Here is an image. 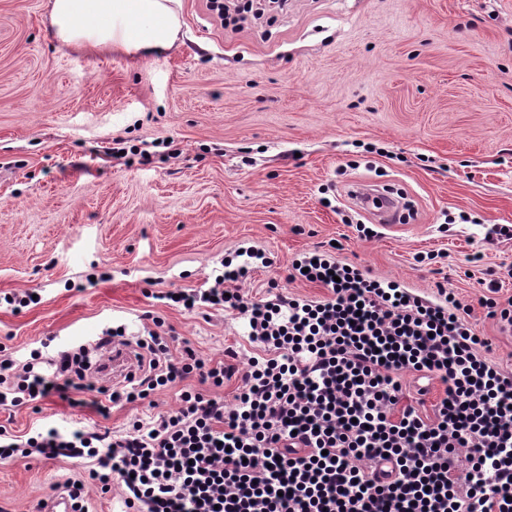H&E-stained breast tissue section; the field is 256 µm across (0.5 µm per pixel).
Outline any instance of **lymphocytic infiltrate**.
<instances>
[{
  "label": "lymphocytic infiltrate",
  "mask_w": 512,
  "mask_h": 512,
  "mask_svg": "<svg viewBox=\"0 0 512 512\" xmlns=\"http://www.w3.org/2000/svg\"><path fill=\"white\" fill-rule=\"evenodd\" d=\"M261 257L244 249L208 287L163 294L240 319L255 354L233 408L183 383L220 388L235 366L189 348L172 357L157 318L137 340L139 377L95 407L105 415L178 386V412L115 436L0 426V462L72 460L101 492L118 489L120 512H512V371L488 357L454 290L424 296L314 251L291 277L325 288L323 299L255 298L238 283ZM99 369L86 346L23 362L0 352V407L66 393ZM406 373L443 384L431 414L404 404Z\"/></svg>",
  "instance_id": "lymphocytic-infiltrate-1"
}]
</instances>
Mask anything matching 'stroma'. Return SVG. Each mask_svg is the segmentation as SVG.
Returning <instances> with one entry per match:
<instances>
[{
	"label": "stroma",
	"mask_w": 512,
	"mask_h": 512,
	"mask_svg": "<svg viewBox=\"0 0 512 512\" xmlns=\"http://www.w3.org/2000/svg\"><path fill=\"white\" fill-rule=\"evenodd\" d=\"M174 47L144 56L59 42L48 0H0V294L34 290L19 312L0 306V346L17 360L97 340L128 339L152 318L173 353L232 357L254 349L234 314L188 312L160 291L204 288L243 247L264 252L243 279L261 297L317 247L371 276L435 293L453 288L473 310L490 357L512 370V331L482 302L512 298V0H288L275 21L235 30L206 0H179ZM169 140L141 162L107 150ZM402 190L410 220L360 238L369 223L352 186ZM109 273L107 281L88 277ZM497 282L500 290L490 293ZM238 375L216 389L232 405ZM179 388L100 415L94 391L0 408V425L93 426L179 409ZM80 469L53 461L0 464V512H38Z\"/></svg>",
	"instance_id": "1"
}]
</instances>
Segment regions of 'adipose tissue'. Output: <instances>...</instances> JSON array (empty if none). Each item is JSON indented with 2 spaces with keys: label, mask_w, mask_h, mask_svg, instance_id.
I'll use <instances>...</instances> for the list:
<instances>
[{
  "label": "adipose tissue",
  "mask_w": 512,
  "mask_h": 512,
  "mask_svg": "<svg viewBox=\"0 0 512 512\" xmlns=\"http://www.w3.org/2000/svg\"><path fill=\"white\" fill-rule=\"evenodd\" d=\"M51 23L61 42L128 51H166L179 34L170 0H51Z\"/></svg>",
  "instance_id": "adipose-tissue-1"
}]
</instances>
